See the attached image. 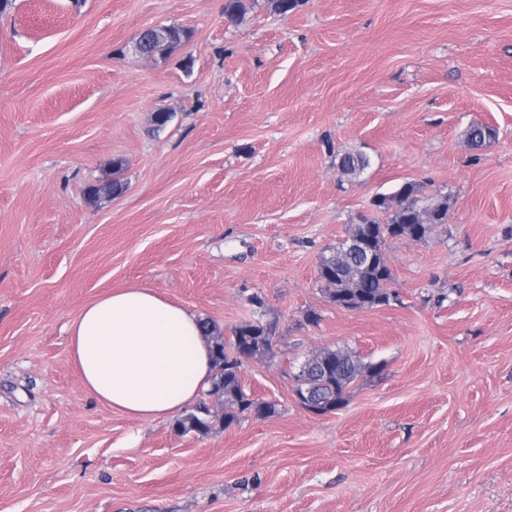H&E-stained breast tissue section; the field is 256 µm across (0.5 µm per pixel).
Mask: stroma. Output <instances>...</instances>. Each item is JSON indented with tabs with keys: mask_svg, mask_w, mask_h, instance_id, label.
I'll return each mask as SVG.
<instances>
[{
	"mask_svg": "<svg viewBox=\"0 0 512 512\" xmlns=\"http://www.w3.org/2000/svg\"><path fill=\"white\" fill-rule=\"evenodd\" d=\"M155 25L187 37L148 61ZM475 122L497 131L479 151ZM405 182L447 223L387 242L390 304L337 306L321 256ZM130 286L227 337L260 295L275 356L243 381L276 414L202 436L91 398L67 327ZM338 346L384 369L312 413L289 366ZM0 512H512V0H251L234 23L224 0H13Z\"/></svg>",
	"mask_w": 512,
	"mask_h": 512,
	"instance_id": "obj_1",
	"label": "stroma"
}]
</instances>
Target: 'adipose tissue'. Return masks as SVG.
Instances as JSON below:
<instances>
[{"label": "adipose tissue", "instance_id": "adipose-tissue-1", "mask_svg": "<svg viewBox=\"0 0 512 512\" xmlns=\"http://www.w3.org/2000/svg\"><path fill=\"white\" fill-rule=\"evenodd\" d=\"M68 333V354L85 390L129 417H173L211 385V349L199 315L150 289L108 293L85 307Z\"/></svg>", "mask_w": 512, "mask_h": 512}]
</instances>
